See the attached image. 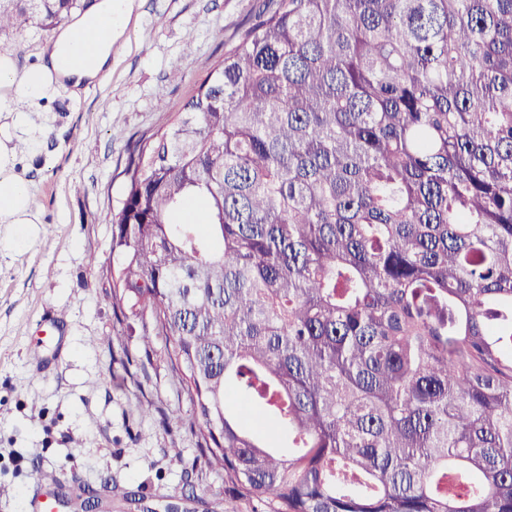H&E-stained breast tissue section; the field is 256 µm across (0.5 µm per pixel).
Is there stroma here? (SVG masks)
<instances>
[{
    "instance_id": "stroma-1",
    "label": "stroma",
    "mask_w": 512,
    "mask_h": 512,
    "mask_svg": "<svg viewBox=\"0 0 512 512\" xmlns=\"http://www.w3.org/2000/svg\"><path fill=\"white\" fill-rule=\"evenodd\" d=\"M265 0H136L112 67L79 95L59 90L26 177L42 213L28 235L0 224V512H32L47 491L80 484L133 491L179 512H270L224 492L222 472L195 468L192 406L172 379L164 340L145 351L141 324L118 325L110 304L112 222L129 152L182 111L225 44ZM53 32L0 35L19 68ZM55 337L34 338L50 311ZM157 412L146 416L143 405ZM180 413L181 423L164 414Z\"/></svg>"
}]
</instances>
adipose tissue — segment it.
I'll list each match as a JSON object with an SVG mask.
<instances>
[{
    "label": "adipose tissue",
    "mask_w": 512,
    "mask_h": 512,
    "mask_svg": "<svg viewBox=\"0 0 512 512\" xmlns=\"http://www.w3.org/2000/svg\"><path fill=\"white\" fill-rule=\"evenodd\" d=\"M133 8L134 0H96L28 68H18L11 52L0 53V224H16L26 232L39 223L33 193L17 170L21 151L33 154L40 145L38 107L62 82L90 84L109 69L112 43L124 34ZM104 18L110 21L108 33L98 40L92 59L83 61L82 35Z\"/></svg>",
    "instance_id": "1"
}]
</instances>
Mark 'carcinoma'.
Here are the masks:
<instances>
[{"label": "carcinoma", "instance_id": "1", "mask_svg": "<svg viewBox=\"0 0 512 512\" xmlns=\"http://www.w3.org/2000/svg\"><path fill=\"white\" fill-rule=\"evenodd\" d=\"M124 173L113 313L237 497L512 512V0H271Z\"/></svg>", "mask_w": 512, "mask_h": 512}]
</instances>
